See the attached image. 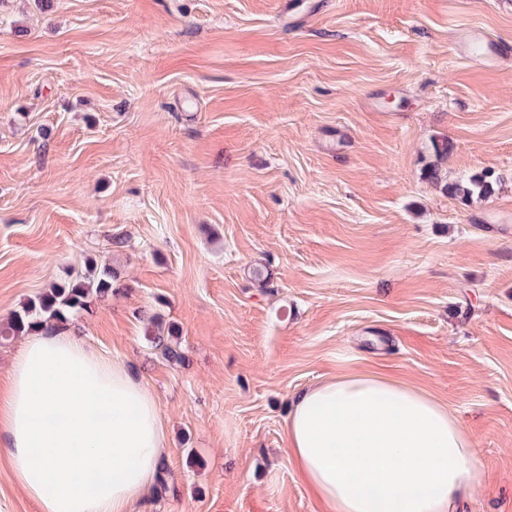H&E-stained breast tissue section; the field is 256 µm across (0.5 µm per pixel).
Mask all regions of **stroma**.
<instances>
[{
  "mask_svg": "<svg viewBox=\"0 0 512 512\" xmlns=\"http://www.w3.org/2000/svg\"><path fill=\"white\" fill-rule=\"evenodd\" d=\"M444 138L491 196L426 180ZM92 261L67 329L169 435L142 512H321L290 396L369 370L458 411L463 512H512V0H0V324ZM150 327H148L147 336L156 350H159L161 356L171 362L182 363L184 354L176 346L170 344V338L174 335L175 330L171 327L165 329L163 324L155 318L150 319Z\"/></svg>",
  "mask_w": 512,
  "mask_h": 512,
  "instance_id": "stroma-1",
  "label": "stroma"
}]
</instances>
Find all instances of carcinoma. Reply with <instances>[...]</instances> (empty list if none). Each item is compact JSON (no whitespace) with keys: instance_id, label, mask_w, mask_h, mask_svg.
Listing matches in <instances>:
<instances>
[{"instance_id":"carcinoma-1","label":"carcinoma","mask_w":512,"mask_h":512,"mask_svg":"<svg viewBox=\"0 0 512 512\" xmlns=\"http://www.w3.org/2000/svg\"><path fill=\"white\" fill-rule=\"evenodd\" d=\"M426 179L453 197L471 199L473 196H488L497 182L494 173L469 182L448 183L441 174L439 164H431L425 171ZM118 271L110 266L88 267L84 273L73 280L54 286L24 304L15 312L7 324L0 327V338L8 340L15 336H27L42 327H59L66 324L70 317L91 309L95 301L112 293ZM175 333L172 328H165L156 319H150L147 335L154 348L161 356L171 362H183L184 354L170 344Z\"/></svg>"}]
</instances>
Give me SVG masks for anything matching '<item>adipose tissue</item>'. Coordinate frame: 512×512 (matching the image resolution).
<instances>
[{"label":"adipose tissue","mask_w":512,"mask_h":512,"mask_svg":"<svg viewBox=\"0 0 512 512\" xmlns=\"http://www.w3.org/2000/svg\"><path fill=\"white\" fill-rule=\"evenodd\" d=\"M285 435L326 512H462L484 482L456 410L377 372L297 390ZM167 448L155 399L122 364L58 328L26 336L0 451L39 512H139Z\"/></svg>","instance_id":"adipose-tissue-1"}]
</instances>
